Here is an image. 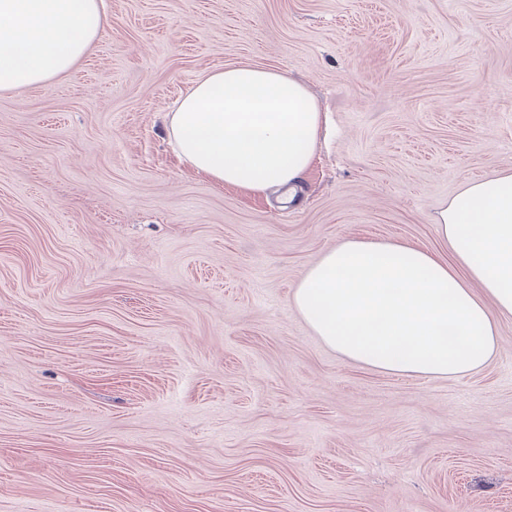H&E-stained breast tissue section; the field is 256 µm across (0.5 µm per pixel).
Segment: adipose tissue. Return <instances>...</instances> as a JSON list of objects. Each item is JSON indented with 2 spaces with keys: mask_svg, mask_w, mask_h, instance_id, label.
<instances>
[{
  "mask_svg": "<svg viewBox=\"0 0 512 512\" xmlns=\"http://www.w3.org/2000/svg\"><path fill=\"white\" fill-rule=\"evenodd\" d=\"M105 29L103 0H0V92L68 72ZM324 116L282 70L240 65L202 76L165 116L197 172L247 194L293 200ZM448 257L397 240L347 239L298 278L290 302L349 362L387 374L458 379L497 354L512 316V170L467 182L436 214Z\"/></svg>",
  "mask_w": 512,
  "mask_h": 512,
  "instance_id": "adipose-tissue-1",
  "label": "adipose tissue"
}]
</instances>
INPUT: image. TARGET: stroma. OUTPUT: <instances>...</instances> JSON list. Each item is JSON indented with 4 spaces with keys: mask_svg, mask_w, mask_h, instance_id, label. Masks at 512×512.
<instances>
[{
    "mask_svg": "<svg viewBox=\"0 0 512 512\" xmlns=\"http://www.w3.org/2000/svg\"><path fill=\"white\" fill-rule=\"evenodd\" d=\"M70 71L0 93V512H512V316L398 378L289 299L348 238L437 249L512 170V0H106ZM273 67L326 124L294 203L193 170L163 116Z\"/></svg>",
    "mask_w": 512,
    "mask_h": 512,
    "instance_id": "obj_1",
    "label": "stroma"
}]
</instances>
